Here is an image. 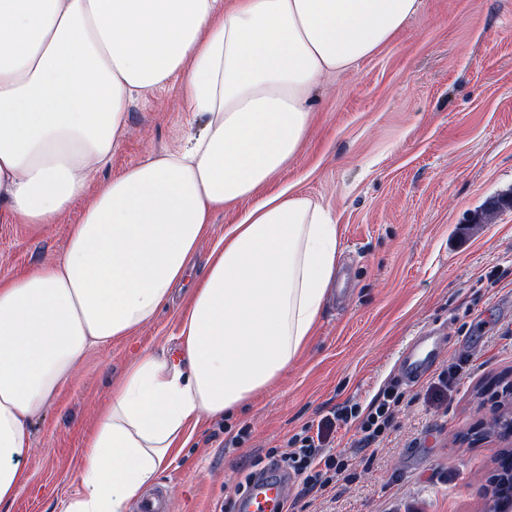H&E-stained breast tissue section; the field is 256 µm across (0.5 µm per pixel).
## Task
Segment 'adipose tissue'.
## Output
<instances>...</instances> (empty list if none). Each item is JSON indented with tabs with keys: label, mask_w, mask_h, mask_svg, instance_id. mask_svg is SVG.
Returning <instances> with one entry per match:
<instances>
[{
	"label": "adipose tissue",
	"mask_w": 512,
	"mask_h": 512,
	"mask_svg": "<svg viewBox=\"0 0 512 512\" xmlns=\"http://www.w3.org/2000/svg\"><path fill=\"white\" fill-rule=\"evenodd\" d=\"M424 0H0V222L52 224L62 256L0 282V510L28 481L30 426L93 346L189 283L175 356L140 354L85 441L64 512H130L199 416L239 410L302 353L340 253L313 198L260 187L295 158L328 74L392 43ZM183 78L203 120L179 151L95 182L128 103ZM248 202L190 280L212 213Z\"/></svg>",
	"instance_id": "ef3b65f1"
}]
</instances>
